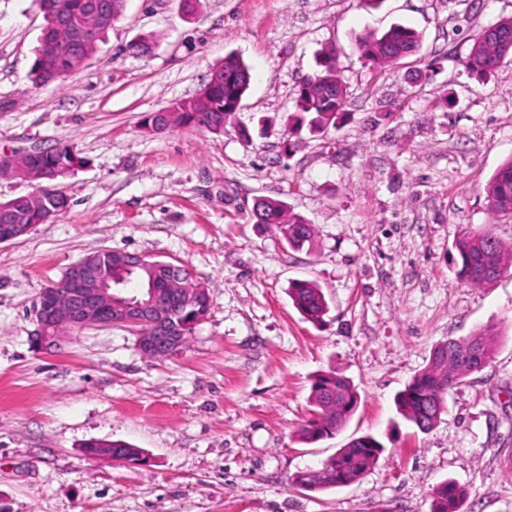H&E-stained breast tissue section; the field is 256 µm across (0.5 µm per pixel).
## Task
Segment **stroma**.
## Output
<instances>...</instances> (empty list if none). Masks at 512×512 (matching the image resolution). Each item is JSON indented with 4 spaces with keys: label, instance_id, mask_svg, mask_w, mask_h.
Returning a JSON list of instances; mask_svg holds the SVG:
<instances>
[{
    "label": "stroma",
    "instance_id": "stroma-1",
    "mask_svg": "<svg viewBox=\"0 0 512 512\" xmlns=\"http://www.w3.org/2000/svg\"><path fill=\"white\" fill-rule=\"evenodd\" d=\"M512 0H125L94 56L64 82L29 71L44 24L36 0H0V152L72 147L66 213L0 244V512H432L446 480L461 512H512V268L475 288L456 240L492 231L486 185L512 158V61L479 81L474 34ZM401 23L420 51L377 70L355 38ZM149 41V54L138 51ZM337 50L345 117L291 133L298 82ZM251 69L242 106L213 132L162 134L142 119L194 96L228 53ZM276 198L314 224L294 250L256 223ZM100 249L182 266L211 298L178 356L150 361L122 327L72 332L35 353L33 303ZM315 281L322 323L288 296ZM492 328L495 353L445 394L428 432L395 398L451 339ZM332 371L358 393L335 436L303 443L312 379ZM384 451L350 485L309 491L352 438ZM144 449L146 463L90 458L92 439Z\"/></svg>",
    "mask_w": 512,
    "mask_h": 512
}]
</instances>
